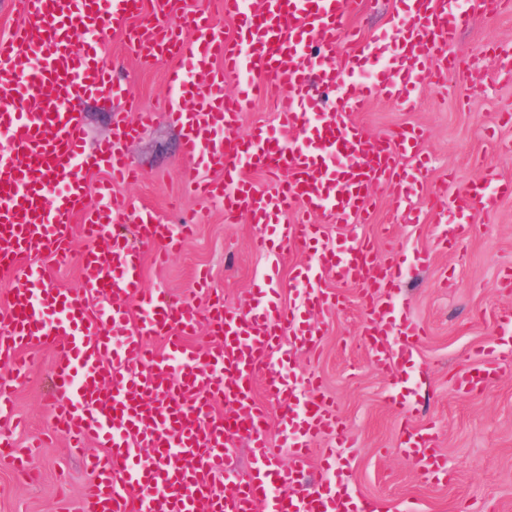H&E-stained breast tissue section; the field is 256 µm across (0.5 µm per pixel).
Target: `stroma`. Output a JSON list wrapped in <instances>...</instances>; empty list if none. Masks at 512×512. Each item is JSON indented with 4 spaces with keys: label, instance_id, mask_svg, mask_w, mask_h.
I'll return each mask as SVG.
<instances>
[{
    "label": "stroma",
    "instance_id": "1",
    "mask_svg": "<svg viewBox=\"0 0 512 512\" xmlns=\"http://www.w3.org/2000/svg\"><path fill=\"white\" fill-rule=\"evenodd\" d=\"M101 40L104 59L121 60L138 109L159 108L170 93V60L141 65L120 34L109 28ZM493 42L512 43V12L474 19L453 47L461 63L478 60L484 78L457 72L443 83L425 86L416 111H403L381 97L357 115L374 137L405 125L427 131L423 150L431 164L418 175L422 200H429L450 173L460 187L481 179L489 169L512 179V124L499 120L500 114H512V83L495 77L501 61L487 52ZM77 108L87 149L97 151L112 138V109L94 97L82 99ZM127 153L142 178L117 187V194L150 208L163 223L177 224L187 217L196 222L182 251L165 267L145 261L146 288L190 298L205 271L211 289L222 294L226 305L251 307L265 287L266 260L253 248L259 228L244 220L225 223L218 206L184 189L179 173L188 161L181 133L166 121L142 130L128 142ZM376 197L371 223L332 225L327 236L343 243L367 235L375 238L382 256L395 249L404 255L400 301L426 331L412 365L398 363L387 372L375 368L361 342V295L357 288L345 287L339 310L311 316L322 330L318 353L311 357L285 345V371L300 384L316 374L341 412L357 442L342 451L353 496L375 501L379 512H512V369L480 394L463 396L455 388L457 377L472 365V353L495 339L492 313L512 310V289L504 285L512 272V197L490 213L473 206L469 235L450 250L436 249L433 243L435 218L407 223L392 190H377ZM423 250L433 256L421 268L414 256ZM55 356L50 347L34 353L32 371L16 392L15 411L22 426L14 437L22 446L34 439L43 446L32 458L35 482H20L9 466L0 465V512H78L90 478L82 457L72 454L52 429ZM423 368L429 372L430 391L412 417L415 425L433 426L435 446L450 474L446 481L420 478L406 460L400 448V411L389 402L395 379L415 377Z\"/></svg>",
    "mask_w": 512,
    "mask_h": 512
}]
</instances>
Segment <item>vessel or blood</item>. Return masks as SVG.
I'll list each match as a JSON object with an SVG mask.
<instances>
[{"label":"vessel or blood","instance_id":"b4317fda","mask_svg":"<svg viewBox=\"0 0 512 512\" xmlns=\"http://www.w3.org/2000/svg\"><path fill=\"white\" fill-rule=\"evenodd\" d=\"M235 27L217 35L206 9L188 13L181 26L167 22L181 0H7L24 24L0 37V269L31 251L45 263L29 265L0 305V460L19 471L28 461L4 427L13 418V394L28 372L27 353L54 347L52 367L56 431L73 448L96 441L102 454L86 458L92 478L81 512H376L373 502L354 500L333 478L304 482L315 441L333 440L325 458L354 440L335 403L316 378L297 389L274 356L283 336L307 353L318 351L320 332L312 311L335 310L342 297L325 279L358 288L364 334L381 370L412 357L423 330L406 313L394 312L402 283L401 262L381 259L371 239L332 243L329 224H361L375 209V188L396 189L409 223L424 221L420 193L403 166L418 158L422 131L406 126L372 138L357 123L376 96L414 109L420 89L457 70L448 47L472 20L512 10V0H394V25L367 33L347 21L350 0H219ZM136 21L127 46L143 63L159 55L173 62L174 87L162 113L144 112L130 126L124 109L135 96L106 62L97 43L105 25ZM243 77L236 96L224 80ZM342 91L335 111H323L313 83ZM94 96L123 101L112 116V140L86 153V130L75 105ZM276 100L277 128L243 130L242 117L256 100ZM164 118L183 131L182 151L191 165L182 179L194 194L221 205L224 220L247 216L262 227L257 249L268 256V286L245 311L220 297L196 302L144 287V254L164 263L191 231L190 224H164L151 212L115 196L112 187L138 180L124 152L139 128ZM215 177L202 176V169ZM103 173L89 191V171ZM265 173L269 187L252 172ZM512 195V180L487 173L456 187L445 179L432 198L437 214L454 211V227L437 225L436 245L448 247L469 232L473 204L493 210ZM81 220L84 248L72 253L74 220ZM136 226V240L121 231ZM308 252L292 280L301 305L278 300L279 250ZM77 263L81 285L55 288L48 265ZM212 342L187 344L199 321ZM496 358L474 352L473 371L456 381L460 394L483 391L512 361V311L496 316ZM163 337L164 353L150 346ZM279 401L282 445L292 464H277L268 434L269 415L253 395L257 375ZM226 401L235 414L219 416ZM404 453L417 474L445 471L431 427L404 422ZM246 441L250 468L236 476L230 450ZM149 449L142 463L137 449ZM233 479L232 488L219 484Z\"/></svg>","mask_w":512,"mask_h":512}]
</instances>
